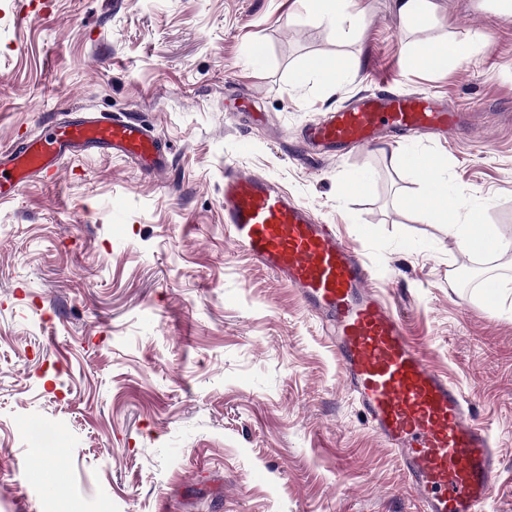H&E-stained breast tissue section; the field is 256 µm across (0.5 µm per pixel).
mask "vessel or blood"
<instances>
[{
  "label": "vessel or blood",
  "mask_w": 512,
  "mask_h": 512,
  "mask_svg": "<svg viewBox=\"0 0 512 512\" xmlns=\"http://www.w3.org/2000/svg\"><path fill=\"white\" fill-rule=\"evenodd\" d=\"M460 113L424 94H365L311 124L308 141L325 152L366 147L385 128L455 131ZM88 151L129 159L148 172L165 152L139 119L94 113L48 126L0 151V201L36 173L53 179L59 164ZM224 224L254 261L285 279L329 325L341 372L372 429L401 462L420 512H484L500 473L486 430L466 397L430 366L402 319L369 283L372 270L336 235L271 180L245 169L224 173Z\"/></svg>",
  "instance_id": "vessel-or-blood-1"
}]
</instances>
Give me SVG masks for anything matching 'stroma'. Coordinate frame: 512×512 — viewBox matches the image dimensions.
Instances as JSON below:
<instances>
[{
    "instance_id": "1",
    "label": "stroma",
    "mask_w": 512,
    "mask_h": 512,
    "mask_svg": "<svg viewBox=\"0 0 512 512\" xmlns=\"http://www.w3.org/2000/svg\"><path fill=\"white\" fill-rule=\"evenodd\" d=\"M438 2L426 37L478 51L424 71L390 0H358L346 39L300 0H0V150L95 112L139 117L169 159L152 174L88 153L0 203V512H418L320 319L227 235L228 166L278 183L371 266L496 446L487 512H512V250H460L382 152L442 157L512 241V0ZM336 56L360 58L354 81L293 89L295 68ZM382 91L466 120L335 157L307 147V125ZM356 172L367 186L338 198ZM51 466L43 497L28 475Z\"/></svg>"
}]
</instances>
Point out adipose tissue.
<instances>
[{
  "label": "adipose tissue",
  "instance_id": "1",
  "mask_svg": "<svg viewBox=\"0 0 512 512\" xmlns=\"http://www.w3.org/2000/svg\"><path fill=\"white\" fill-rule=\"evenodd\" d=\"M310 17L319 23L335 27L337 36H346L359 24V18L348 10L349 0H303ZM475 51L473 44L444 41H421L414 48L409 63L416 69H438L449 63L469 58ZM360 71L356 58L321 57L296 69L294 86L300 87L311 79L319 78L329 84L355 79ZM391 160L397 167L411 171L428 185V193L413 201L412 206L421 215L447 224L448 233L466 252H481L485 245L498 242L496 230L476 221L474 210L468 209L460 188L449 186L447 167L443 160L414 151L395 149Z\"/></svg>",
  "mask_w": 512,
  "mask_h": 512
}]
</instances>
